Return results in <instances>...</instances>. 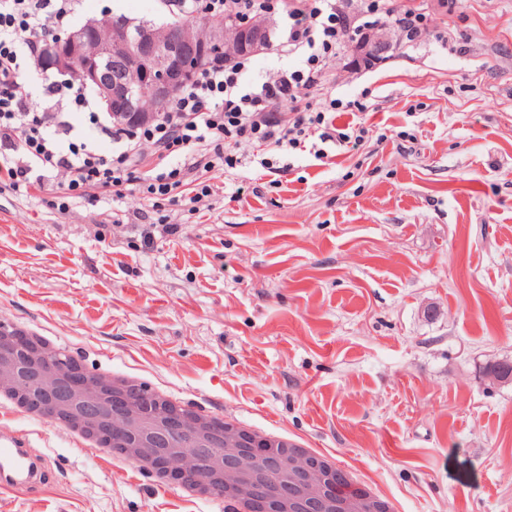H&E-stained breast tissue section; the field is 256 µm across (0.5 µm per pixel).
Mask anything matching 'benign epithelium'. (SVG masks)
Returning <instances> with one entry per match:
<instances>
[{"label": "benign epithelium", "mask_w": 512, "mask_h": 512, "mask_svg": "<svg viewBox=\"0 0 512 512\" xmlns=\"http://www.w3.org/2000/svg\"><path fill=\"white\" fill-rule=\"evenodd\" d=\"M108 26L112 27V40H97L95 31ZM266 32V23L261 20L241 23L236 50L254 54L267 50ZM189 44L190 49H181L163 27L142 24L132 29L128 25H117L110 16L104 15L48 42L42 65L49 74L69 71L79 75L83 82L97 89L115 122L138 126L150 122L154 113L142 112L137 108L135 88L109 80L107 69L111 66L112 58H125L130 70L152 87L157 99L156 111L164 112L172 96L192 77L199 65L217 55L228 59L236 51L224 46L223 32L203 23L198 25ZM393 48L390 29L375 27L363 34L356 43L355 52L361 58H381ZM74 371L70 361L60 360L44 373V384L50 387L59 376ZM263 453V449L251 445L246 437L227 429L224 431V454L236 459L234 465L226 466L219 472L203 468L199 466L194 451L185 448L163 460L161 466L172 480L191 476L200 485L218 481L224 490L252 498L262 506L267 500L266 490L251 479L250 472L254 460ZM281 465L298 476L306 498L319 501L334 493L331 476L312 458L284 454L280 460L272 462L269 477H274Z\"/></svg>", "instance_id": "obj_1"}]
</instances>
